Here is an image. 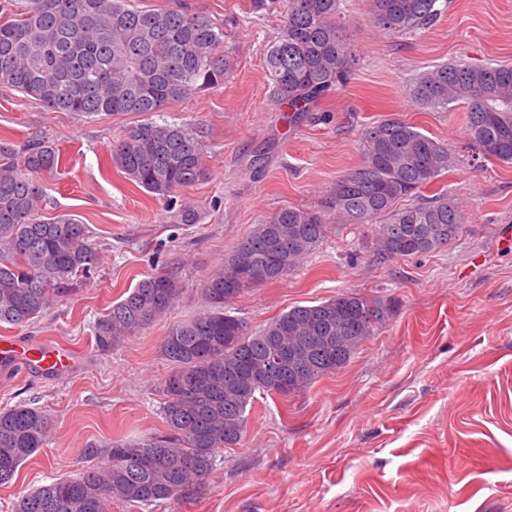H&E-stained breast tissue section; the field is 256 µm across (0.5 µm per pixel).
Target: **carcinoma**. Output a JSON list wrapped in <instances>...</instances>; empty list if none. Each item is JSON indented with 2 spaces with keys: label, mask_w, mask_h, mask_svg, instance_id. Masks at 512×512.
<instances>
[{
  "label": "carcinoma",
  "mask_w": 512,
  "mask_h": 512,
  "mask_svg": "<svg viewBox=\"0 0 512 512\" xmlns=\"http://www.w3.org/2000/svg\"><path fill=\"white\" fill-rule=\"evenodd\" d=\"M283 30L265 68L277 101L302 116L347 78L354 52L338 23L341 0H282ZM438 0H369V15L388 34L430 27ZM231 66L224 27L186 7L139 8L132 0H5L0 3V84L43 106L82 116L161 112L196 88L224 84ZM409 98L422 108L464 112V138L480 159L512 163V65L442 64L420 73ZM362 163L340 177L319 211L285 207L254 226L206 279V308L175 324L162 342L172 363L160 389L169 434L114 439L102 461L80 476L59 479L17 500L14 512H110L118 499L135 508L182 498L205 479L225 448L238 444L256 394L288 396L344 366L385 320L379 303L354 293L296 306L253 332L231 314L234 298L277 281L324 241L329 220L386 222L376 233L388 258L430 252L456 239L464 214L440 194L398 207L448 169L446 145L398 118L365 129ZM112 161L143 190L164 195L204 175V146L186 125L147 120L131 127ZM59 166L47 140L34 138L19 155L0 142V323L21 326L72 291L95 268L87 225L70 215L38 214L39 176ZM182 290L160 271L139 281L94 325L98 347L110 351L164 315ZM342 336L341 347L314 350L293 371L270 376L273 341ZM49 418L18 404L0 410V485L47 443Z\"/></svg>",
  "instance_id": "1"
}]
</instances>
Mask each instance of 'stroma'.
Instances as JSON below:
<instances>
[{
  "mask_svg": "<svg viewBox=\"0 0 512 512\" xmlns=\"http://www.w3.org/2000/svg\"><path fill=\"white\" fill-rule=\"evenodd\" d=\"M224 28L231 73L155 113L201 137L203 178L166 196L125 178L110 151L142 114L58 112L0 85V139L23 149L44 137L60 153L41 177L40 213L91 229L98 263L34 323L0 326V339L58 343L76 362L46 375L0 368V409L44 410L41 451L0 487V512L23 493L96 464L107 439L165 432L159 391L172 324L200 311L202 284L254 224L284 207L320 209L362 162L365 128L392 116L448 145L454 162L423 188L455 198L465 222L436 250L387 259L371 225L330 223L323 244L283 279L249 289L234 313L251 330L295 306L341 293L380 301L381 332L350 361L300 393L248 406L240 444L174 503L152 512H512V164L474 160L461 111L427 110L406 89L417 74L464 60L512 62V0H439L428 29L389 35L368 0H341L355 61L313 117L289 124L264 67L283 28L280 10L252 0H188ZM193 210L198 223L181 215ZM177 270L182 292L166 315L109 353L93 326L143 278Z\"/></svg>",
  "mask_w": 512,
  "mask_h": 512,
  "instance_id": "obj_1",
  "label": "stroma"
}]
</instances>
